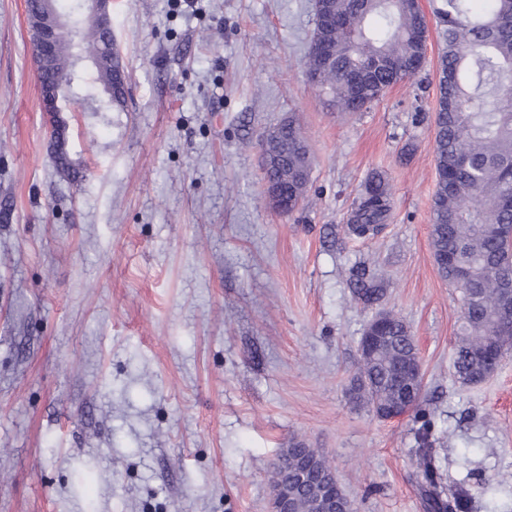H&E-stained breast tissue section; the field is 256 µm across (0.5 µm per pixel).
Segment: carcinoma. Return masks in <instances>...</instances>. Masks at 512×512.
Wrapping results in <instances>:
<instances>
[{
	"label": "carcinoma",
	"mask_w": 512,
	"mask_h": 512,
	"mask_svg": "<svg viewBox=\"0 0 512 512\" xmlns=\"http://www.w3.org/2000/svg\"><path fill=\"white\" fill-rule=\"evenodd\" d=\"M472 0H439L432 14L444 27L440 56L439 101L435 118L437 183L431 207L430 236L439 273L456 284L460 265L471 271L459 286L462 336L454 349L456 379L467 385L482 380L485 357L493 349H512V329L499 325L506 298L512 291V0H489L481 10ZM335 19L326 21L321 35L336 45L330 62L309 52L305 70L320 72L311 84L330 95L339 112H360L391 86L408 81L417 72L407 69L425 59L428 23L416 0H327ZM80 50L95 59V83L115 87L112 105L121 109L126 97L118 83L124 73L112 55L103 31L89 19H78ZM72 46L57 44L53 75L73 71ZM276 145L274 175L288 195L302 200L309 183L308 150L294 122L267 131ZM392 200L388 183L370 174L347 219V234L355 238L378 235L376 224L388 223ZM349 285L355 298L367 306L378 303L383 289L365 265L351 268ZM386 340L376 356L359 357L350 387L353 398L373 411L393 402L406 378L408 359L418 356L408 325L389 312ZM431 423L415 431L416 463L425 482L430 512H472V494L466 479L444 480L429 437ZM312 463L316 476L332 479L333 470L314 448L298 442L288 449ZM288 483L301 493L302 512L308 498L293 470L273 465L272 484Z\"/></svg>",
	"instance_id": "cac0c4a2"
}]
</instances>
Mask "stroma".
I'll list each match as a JSON object with an SVG mask.
<instances>
[{"instance_id":"1","label":"stroma","mask_w":512,"mask_h":512,"mask_svg":"<svg viewBox=\"0 0 512 512\" xmlns=\"http://www.w3.org/2000/svg\"><path fill=\"white\" fill-rule=\"evenodd\" d=\"M26 11L0 0V512H270L300 440L353 512H426L425 417L476 512H512V350L457 382L458 293L431 247L441 28L416 77L342 114L305 76L313 0H118L124 108L51 113ZM289 118L311 174L288 215L258 140ZM374 170L391 218L347 238ZM358 261L415 338L418 412L383 420L347 392L374 314L347 286Z\"/></svg>"}]
</instances>
